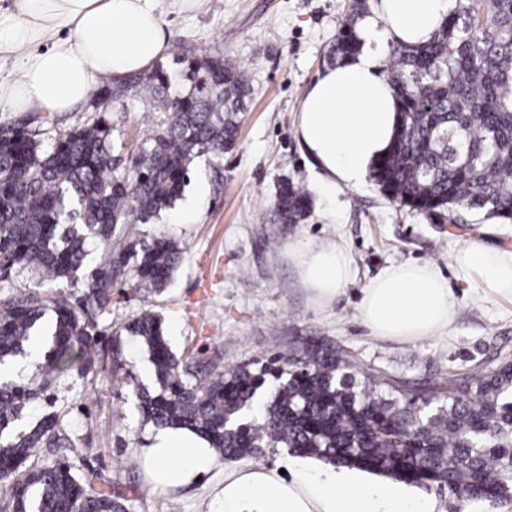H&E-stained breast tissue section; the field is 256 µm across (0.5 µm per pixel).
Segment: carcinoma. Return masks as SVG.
I'll list each match as a JSON object with an SVG mask.
<instances>
[{"instance_id": "1", "label": "carcinoma", "mask_w": 512, "mask_h": 512, "mask_svg": "<svg viewBox=\"0 0 512 512\" xmlns=\"http://www.w3.org/2000/svg\"><path fill=\"white\" fill-rule=\"evenodd\" d=\"M359 49L356 21L339 28L333 56ZM401 117L389 153L371 170L378 191L439 224L480 211L512 221V0H456L433 38L389 49ZM143 86L166 115L137 152L114 153L105 119L46 143L49 117L0 127V281L43 283L0 293V366L27 355L46 331L44 361L22 381L0 375V512H125L112 483L82 471L83 449L50 412L18 431L25 408L88 359L112 288L141 300L164 291L184 259L175 240L129 232L175 207L195 159L235 148L249 87L240 65L214 57L175 86L161 66L99 90L101 103ZM306 190L281 183L271 224H298ZM149 352L155 386H134L142 419L185 427L234 461L280 450L448 493L450 512L512 500V361L416 391L366 371L341 347L314 342L250 368L224 371L220 355L178 358L162 319L141 310L125 326Z\"/></svg>"}]
</instances>
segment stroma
I'll use <instances>...</instances> for the list:
<instances>
[{
  "label": "stroma",
  "mask_w": 512,
  "mask_h": 512,
  "mask_svg": "<svg viewBox=\"0 0 512 512\" xmlns=\"http://www.w3.org/2000/svg\"><path fill=\"white\" fill-rule=\"evenodd\" d=\"M353 0H157L171 33L162 66L186 83L204 58L240 62L252 89L237 142L220 159L195 162L175 208L138 225L140 236L165 235L186 249L166 291L156 297L164 333L177 356L204 359L224 352L231 370L288 353L313 341L344 347L363 367L399 382L440 388L451 376L485 372L512 360V301L485 299L474 277L463 276L453 255L477 241L512 249V223L469 215L464 224H435L392 203L373 183L327 188L320 167L296 132V112L313 82L334 66L332 45ZM105 116L118 154H128L157 130L147 92L81 110L45 124L47 140ZM302 185L312 198L298 224H271L282 181ZM341 242L353 278L331 306L320 307L301 283L292 259L300 244ZM416 262L438 269L453 295L447 330L416 342L372 336L360 317L362 290L385 268ZM57 412L65 432L84 450V462L110 479L126 512H216L215 491L241 468L271 476L295 464L286 452L224 462L196 485L157 491L139 457L151 431L119 375L81 366L51 396L24 413L30 423Z\"/></svg>",
  "instance_id": "obj_1"
}]
</instances>
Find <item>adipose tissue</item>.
<instances>
[{"label": "adipose tissue", "instance_id": "ef3b65f1", "mask_svg": "<svg viewBox=\"0 0 512 512\" xmlns=\"http://www.w3.org/2000/svg\"><path fill=\"white\" fill-rule=\"evenodd\" d=\"M455 0H371L358 23V52L312 84L297 114L300 140L329 187H361L390 150L400 117L395 91L382 72L389 48L417 45L441 28ZM171 49L154 0H11L0 5V58L13 71L0 79V112L58 115L82 107L103 78L150 69ZM302 280L327 307L352 277L346 250L329 242L293 252ZM460 271L476 276L488 298H512V251L470 243L457 250ZM452 294L439 271L411 263L391 266L362 290L360 312L372 335L418 341L447 329ZM142 457L157 490L185 488L213 471L209 443L188 428L152 430ZM224 512H434L398 482L373 483L330 470L293 469L274 479L261 469L225 478Z\"/></svg>", "mask_w": 512, "mask_h": 512}]
</instances>
